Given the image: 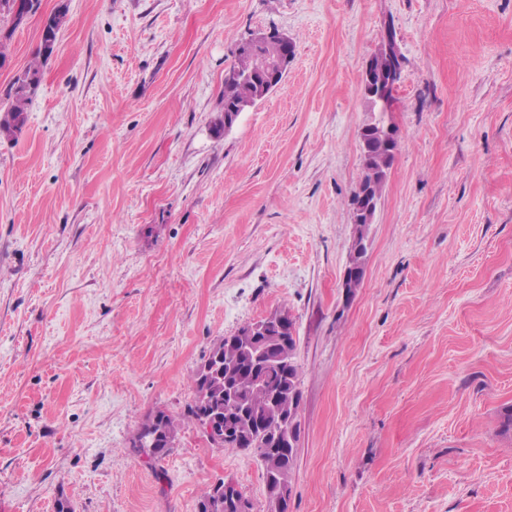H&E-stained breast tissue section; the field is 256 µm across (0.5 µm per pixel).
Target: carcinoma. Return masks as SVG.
I'll list each match as a JSON object with an SVG mask.
<instances>
[{"label": "carcinoma", "mask_w": 512, "mask_h": 512, "mask_svg": "<svg viewBox=\"0 0 512 512\" xmlns=\"http://www.w3.org/2000/svg\"><path fill=\"white\" fill-rule=\"evenodd\" d=\"M35 0H19L18 9L0 11V23L10 20L17 25L21 15L30 13ZM67 5L62 3L42 26L41 42L35 61L12 83L8 104L0 107V136L12 137L27 121V105L41 83L42 68L55 51L57 34L66 17ZM287 44L273 32L251 46L240 45L235 61L224 73V109L253 99L262 93V80L271 63L282 59ZM395 155L377 148L363 155L367 174L363 184L381 195ZM297 339L290 335L288 342L274 346L268 361L253 367L246 353L226 339L214 344L206 359L220 360L219 378L207 380L197 370L191 378L194 398L187 408V416L200 423L208 414L218 415L223 425L231 430L230 438L223 435L207 436L209 442L220 448L248 451L261 460L266 486L280 483L291 487L298 448L283 453L276 437L300 438V408L302 392L299 384L300 366L296 361ZM174 418L162 410L156 411L142 424L133 441V447L151 461H159L174 448L177 437ZM224 482H219L199 502V512H236L220 493Z\"/></svg>", "instance_id": "cac0c4a2"}]
</instances>
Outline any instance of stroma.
Returning a JSON list of instances; mask_svg holds the SVG:
<instances>
[{"label":"stroma","mask_w":512,"mask_h":512,"mask_svg":"<svg viewBox=\"0 0 512 512\" xmlns=\"http://www.w3.org/2000/svg\"><path fill=\"white\" fill-rule=\"evenodd\" d=\"M68 12L25 127L0 138V507L198 512L251 453L185 413L213 344L282 311L301 367L288 512H512V0H40L0 100ZM281 85L224 119V72L269 31ZM394 38L399 150L351 300L342 276ZM179 424L158 462L147 416ZM377 57L381 62L386 78L392 73L397 74V84H399L402 75V58L400 54L394 53L393 60L387 58L385 55L381 54V50L377 53ZM375 54V55H376ZM396 83H392L391 79L380 78L376 83L368 82L363 87L364 93L368 96L374 98L376 101L380 102L382 105H387L389 102V93L391 90V94L394 95L395 88L397 86ZM177 432L174 418L158 410L140 427L133 441V448L150 461H159L174 448Z\"/></svg>","instance_id":"obj_1"}]
</instances>
